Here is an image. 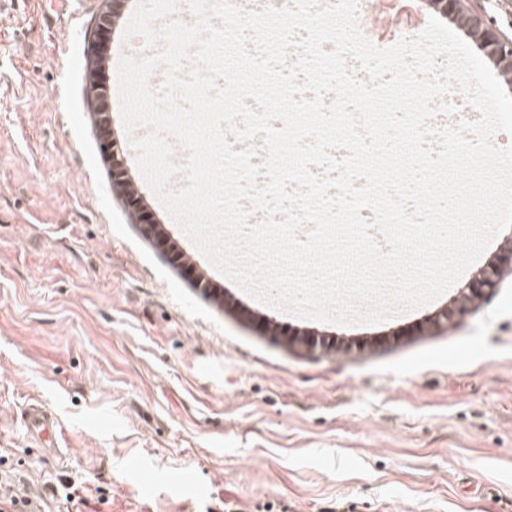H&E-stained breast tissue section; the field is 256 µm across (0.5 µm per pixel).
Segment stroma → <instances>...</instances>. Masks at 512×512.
Instances as JSON below:
<instances>
[{
  "label": "stroma",
  "mask_w": 512,
  "mask_h": 512,
  "mask_svg": "<svg viewBox=\"0 0 512 512\" xmlns=\"http://www.w3.org/2000/svg\"><path fill=\"white\" fill-rule=\"evenodd\" d=\"M101 0L0 10V479L46 512H512V249L411 315L343 327L223 301L142 231L113 190L111 115L137 154L102 49H147L97 27ZM430 0H384L369 36L418 35ZM468 297L446 326L431 315ZM325 336L307 351L289 338ZM58 424L31 441L30 404ZM81 483L88 504L65 500Z\"/></svg>",
  "instance_id": "35a3bbf8"
}]
</instances>
